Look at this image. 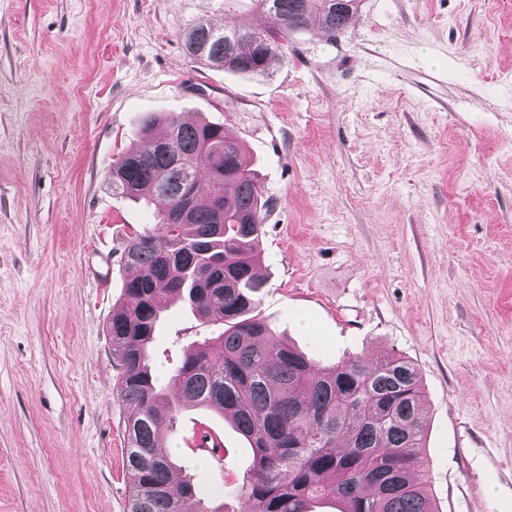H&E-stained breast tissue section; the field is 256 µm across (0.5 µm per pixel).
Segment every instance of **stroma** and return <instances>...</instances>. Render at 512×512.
Returning <instances> with one entry per match:
<instances>
[{
    "mask_svg": "<svg viewBox=\"0 0 512 512\" xmlns=\"http://www.w3.org/2000/svg\"><path fill=\"white\" fill-rule=\"evenodd\" d=\"M252 0H0V512H129L106 326L129 236L158 202L113 193L148 112L223 124L268 198L260 310L329 366L393 350L421 374L440 512H495L466 469H512V0H362L336 40L292 34L265 75L204 68L182 34ZM213 323L167 301L160 383ZM217 433L222 461L198 454ZM164 440L204 495L252 463L216 411Z\"/></svg>",
    "mask_w": 512,
    "mask_h": 512,
    "instance_id": "obj_1",
    "label": "stroma"
}]
</instances>
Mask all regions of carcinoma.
I'll return each instance as SVG.
<instances>
[{
    "label": "carcinoma",
    "mask_w": 512,
    "mask_h": 512,
    "mask_svg": "<svg viewBox=\"0 0 512 512\" xmlns=\"http://www.w3.org/2000/svg\"><path fill=\"white\" fill-rule=\"evenodd\" d=\"M361 0H255L258 21L217 29L199 21L183 33L187 55L215 70L263 75L288 53V36L319 29L336 38ZM165 136L156 138L158 124ZM136 145L112 165V191L135 200L163 197L159 227L129 238L123 301L108 334L120 364L116 394L126 421L130 512H439L424 454L421 376L397 352L347 358L323 368L274 341L259 316L258 248L269 200L224 125L170 112L143 118ZM177 297L218 325L192 343L172 370L171 398L158 387L148 347L160 300ZM230 418L253 463L240 506L215 500L160 451L163 423L181 408Z\"/></svg>",
    "instance_id": "obj_1"
}]
</instances>
